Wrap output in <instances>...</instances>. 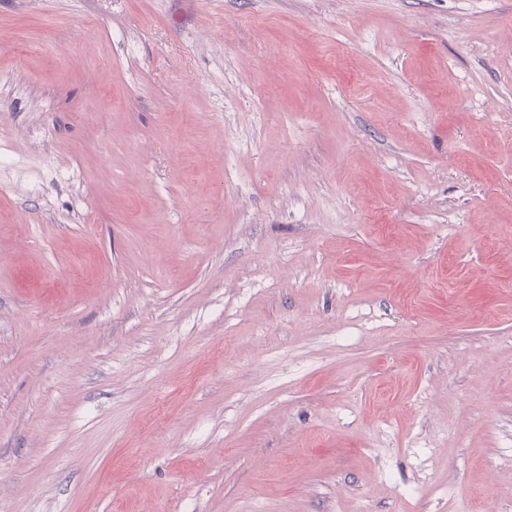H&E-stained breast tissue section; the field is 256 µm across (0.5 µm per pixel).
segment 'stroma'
Segmentation results:
<instances>
[{
  "instance_id": "obj_1",
  "label": "stroma",
  "mask_w": 512,
  "mask_h": 512,
  "mask_svg": "<svg viewBox=\"0 0 512 512\" xmlns=\"http://www.w3.org/2000/svg\"><path fill=\"white\" fill-rule=\"evenodd\" d=\"M0 512H512V0H0Z\"/></svg>"
}]
</instances>
